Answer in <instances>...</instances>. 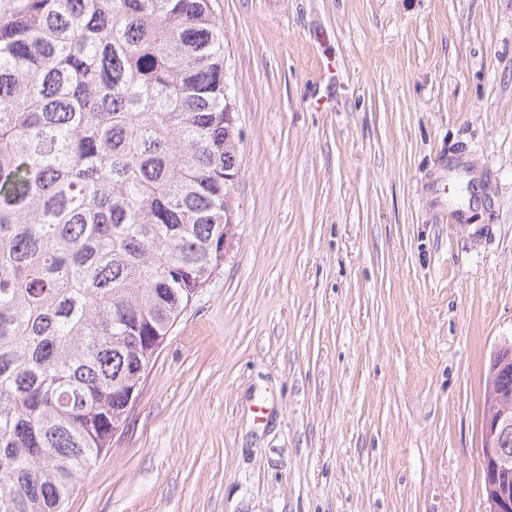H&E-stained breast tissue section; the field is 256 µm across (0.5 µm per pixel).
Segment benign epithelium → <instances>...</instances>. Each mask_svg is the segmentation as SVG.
I'll list each match as a JSON object with an SVG mask.
<instances>
[{
    "label": "benign epithelium",
    "instance_id": "benign-epithelium-1",
    "mask_svg": "<svg viewBox=\"0 0 512 512\" xmlns=\"http://www.w3.org/2000/svg\"><path fill=\"white\" fill-rule=\"evenodd\" d=\"M511 434L512 401L497 396L481 426L487 512H512V454L503 449L504 439Z\"/></svg>",
    "mask_w": 512,
    "mask_h": 512
}]
</instances>
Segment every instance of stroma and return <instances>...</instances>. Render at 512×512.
<instances>
[{
	"label": "stroma",
	"instance_id": "stroma-1",
	"mask_svg": "<svg viewBox=\"0 0 512 512\" xmlns=\"http://www.w3.org/2000/svg\"><path fill=\"white\" fill-rule=\"evenodd\" d=\"M211 4L236 226L65 512H485L512 0ZM456 155L482 179L462 224Z\"/></svg>",
	"mask_w": 512,
	"mask_h": 512
}]
</instances>
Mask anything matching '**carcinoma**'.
Instances as JSON below:
<instances>
[{
  "label": "carcinoma",
  "mask_w": 512,
  "mask_h": 512,
  "mask_svg": "<svg viewBox=\"0 0 512 512\" xmlns=\"http://www.w3.org/2000/svg\"><path fill=\"white\" fill-rule=\"evenodd\" d=\"M210 0H0V512H64L224 261Z\"/></svg>",
  "instance_id": "1"
}]
</instances>
